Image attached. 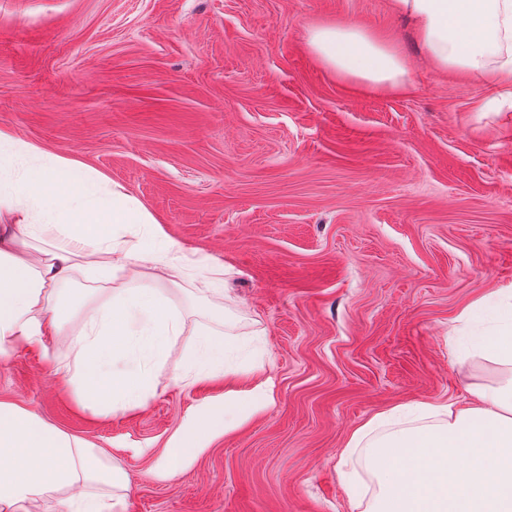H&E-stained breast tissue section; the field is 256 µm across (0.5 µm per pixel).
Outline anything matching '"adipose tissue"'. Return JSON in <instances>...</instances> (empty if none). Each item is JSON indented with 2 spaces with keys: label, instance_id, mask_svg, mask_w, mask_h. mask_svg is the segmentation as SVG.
I'll use <instances>...</instances> for the list:
<instances>
[{
  "label": "adipose tissue",
  "instance_id": "ef3b65f1",
  "mask_svg": "<svg viewBox=\"0 0 512 512\" xmlns=\"http://www.w3.org/2000/svg\"><path fill=\"white\" fill-rule=\"evenodd\" d=\"M394 14L410 20L424 62L440 74H455L492 86L486 111L512 109V0H389ZM308 51L330 72L380 93L408 91L411 63L378 32L341 22L315 23ZM0 148L14 165L0 186V356L15 345H42L67 312L58 284L80 275L108 284L96 318L77 333L69 381L88 406L120 410L144 404L155 391L166 348L179 336L180 310L160 280L179 276L187 256L162 242L156 218L120 185L95 175L76 179L71 160H40L34 145L0 131ZM118 224L147 230L143 246L125 247ZM42 242L35 253L19 248L21 236ZM152 265L154 274L125 280L127 271ZM491 310L489 335L471 341L459 334L454 351H479L512 368V289L501 290ZM232 341L199 332L191 358L198 374L224 367ZM470 404L452 402L397 406L356 428L346 447L360 453L377 486L363 512H512V379L473 390ZM257 393L240 411L211 412L190 419L163 450L157 475L184 474L203 450L204 438L233 429L262 410ZM103 482L107 495L80 494L74 512H118L119 468L79 439L14 404L0 401V512L53 498L82 483Z\"/></svg>",
  "mask_w": 512,
  "mask_h": 512
}]
</instances>
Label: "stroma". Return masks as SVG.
<instances>
[{"label": "stroma", "mask_w": 512, "mask_h": 512, "mask_svg": "<svg viewBox=\"0 0 512 512\" xmlns=\"http://www.w3.org/2000/svg\"><path fill=\"white\" fill-rule=\"evenodd\" d=\"M322 21L396 41L411 91L324 69L305 43ZM491 94L433 72L388 0H0V131L122 185L175 250L229 271L220 317L201 274L179 278L145 405H81L59 372L106 299L81 277L60 287L74 321L0 357V401L104 449L125 512H353L376 489L344 454L358 426L508 375L449 342L512 286V110L478 111ZM203 328L235 347L199 379ZM266 380L264 409L155 476L190 416Z\"/></svg>", "instance_id": "obj_1"}]
</instances>
